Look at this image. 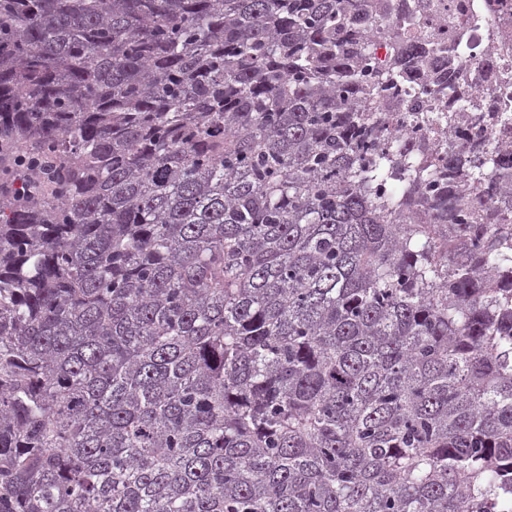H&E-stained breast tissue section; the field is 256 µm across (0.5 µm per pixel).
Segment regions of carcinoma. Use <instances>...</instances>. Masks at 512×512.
Here are the masks:
<instances>
[{"instance_id": "obj_1", "label": "carcinoma", "mask_w": 512, "mask_h": 512, "mask_svg": "<svg viewBox=\"0 0 512 512\" xmlns=\"http://www.w3.org/2000/svg\"><path fill=\"white\" fill-rule=\"evenodd\" d=\"M399 6L0 0V512H512V149L383 190ZM393 37L392 23L383 17L375 18L368 39L371 48V62L374 66L389 64V45L392 43Z\"/></svg>"}]
</instances>
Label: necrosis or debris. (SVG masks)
I'll use <instances>...</instances> for the list:
<instances>
[{
  "label": "necrosis or debris",
  "mask_w": 512,
  "mask_h": 512,
  "mask_svg": "<svg viewBox=\"0 0 512 512\" xmlns=\"http://www.w3.org/2000/svg\"><path fill=\"white\" fill-rule=\"evenodd\" d=\"M406 0L398 23L375 18L369 44L371 62L388 64L394 27L409 36L427 34L436 47L434 69L447 82L426 85L413 92L401 78L388 94L390 150L405 152L419 141L428 149L427 177L447 188L446 157L452 150L494 142L512 144V132L502 125L512 118V0ZM448 190V188H447ZM465 194L448 190L449 206L462 203Z\"/></svg>",
  "instance_id": "necrosis-or-debris-1"
}]
</instances>
